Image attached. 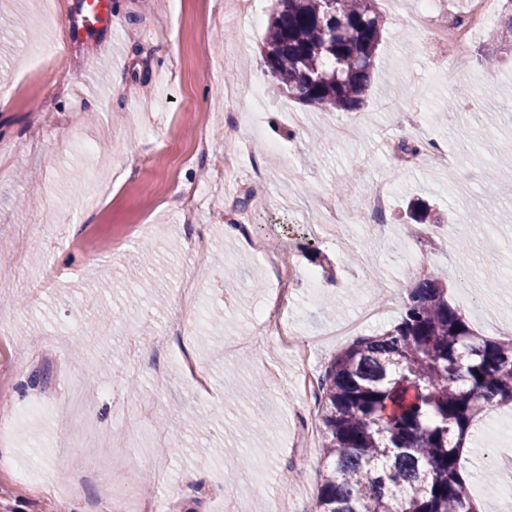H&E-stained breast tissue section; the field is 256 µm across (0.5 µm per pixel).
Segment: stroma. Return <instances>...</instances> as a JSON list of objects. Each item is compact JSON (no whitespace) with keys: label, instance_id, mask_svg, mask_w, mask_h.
Here are the masks:
<instances>
[{"label":"stroma","instance_id":"1","mask_svg":"<svg viewBox=\"0 0 512 512\" xmlns=\"http://www.w3.org/2000/svg\"><path fill=\"white\" fill-rule=\"evenodd\" d=\"M276 0H262L260 20L238 16L234 0H112L121 17L112 47L86 62L70 40L79 0H0L14 17L0 29V416L11 419L0 441V512H112L120 491L170 512H265L287 494L295 512H315L326 469L320 448L297 440L305 407L294 391L304 374L319 376L352 344L333 335L377 291L405 296L418 274L449 285L448 299L480 336L512 338V48L497 33L512 18L497 0L493 23L475 34L464 65L447 46L424 38L416 0H378L384 19L364 106L325 111L287 97L253 95L269 85L255 67ZM64 40L54 77L28 100L14 89L30 48ZM495 52V68L482 57ZM236 66L224 72L225 53ZM123 74L114 86V74ZM230 87L225 107L217 93ZM400 104L384 112V100ZM457 118H450L449 108ZM206 122L208 154L191 129ZM348 129L333 136L335 125ZM254 144L229 181L215 178L214 157ZM416 139L457 154L400 170L380 141ZM94 143L93 153L82 151ZM276 142L280 151H267ZM390 182L386 236L356 223L366 190ZM195 182L206 194L188 224L176 188ZM345 186L348 224L331 223L322 196ZM248 199L247 232L224 234L229 200ZM426 201L448 227L444 238L407 235L401 219ZM147 224L146 238L130 237ZM203 238L208 255L187 249ZM238 280L224 288L210 253ZM290 258L297 279L284 317L315 340L312 360L256 335L272 298L269 254ZM153 263L135 270L141 255ZM195 274L196 305L218 316L179 336L166 326L180 314L178 290ZM320 278L309 288L306 275ZM122 309L104 325L100 311ZM249 337L228 354L225 341ZM263 379L250 393L254 379ZM228 390L240 392L235 404ZM180 432L178 452H163L161 422ZM460 460L470 498L500 512L502 484L484 471L512 476V406L483 415ZM203 473L206 486L184 481Z\"/></svg>","mask_w":512,"mask_h":512}]
</instances>
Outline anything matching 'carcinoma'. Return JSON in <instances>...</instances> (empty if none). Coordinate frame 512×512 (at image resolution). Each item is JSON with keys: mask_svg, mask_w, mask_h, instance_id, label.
Masks as SVG:
<instances>
[{"mask_svg": "<svg viewBox=\"0 0 512 512\" xmlns=\"http://www.w3.org/2000/svg\"><path fill=\"white\" fill-rule=\"evenodd\" d=\"M262 58L280 93L325 110L362 103L383 38L376 0H276ZM327 471L316 512H474L459 450L512 401V340L483 339L430 276L400 320L361 336L317 380Z\"/></svg>", "mask_w": 512, "mask_h": 512, "instance_id": "carcinoma-1", "label": "carcinoma"}]
</instances>
